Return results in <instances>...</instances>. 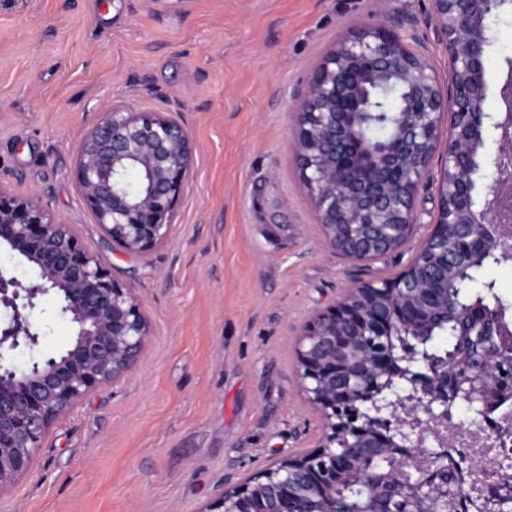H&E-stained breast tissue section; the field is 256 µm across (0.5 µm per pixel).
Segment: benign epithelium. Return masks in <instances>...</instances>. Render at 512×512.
Returning a JSON list of instances; mask_svg holds the SVG:
<instances>
[{"mask_svg":"<svg viewBox=\"0 0 512 512\" xmlns=\"http://www.w3.org/2000/svg\"><path fill=\"white\" fill-rule=\"evenodd\" d=\"M436 43L448 56V83L428 59L410 51L395 28L412 18L389 17L340 40L310 73L296 110L291 149L300 177L332 246L352 259L404 249L416 226L415 201L436 177L432 232L397 277L356 284L308 324L297 351L301 390L322 419L311 451L260 468L223 487L202 512H335L327 510L336 477L361 472L367 458L393 462L392 499L360 512H468L448 499L437 461L460 441L448 425V394H462L481 417L480 391L465 387V352L443 367L416 366L402 395L387 396L378 377L340 379L336 353L346 346L357 367L378 373L390 365L384 339L396 325L418 322L421 301L448 312L441 274L456 275L454 294L478 260L512 251V62L500 90V112L485 108V61L492 25L507 0H431ZM448 123V138L440 130ZM193 168L186 131L162 112L109 106L78 148L81 193L104 242L145 256L166 238ZM495 173L492 198L479 200L481 172ZM39 270L25 285L0 271L4 352L39 343L32 320L42 297L54 298L73 329L59 353L24 367L0 364V492L30 471L51 426L95 389L134 368L148 322L134 289L112 276L73 224L51 218L39 199L0 186V247ZM475 448H494L493 434L469 433ZM475 473L501 470L478 453ZM483 512H512V490L483 499Z\"/></svg>","mask_w":512,"mask_h":512,"instance_id":"1","label":"benign epithelium"}]
</instances>
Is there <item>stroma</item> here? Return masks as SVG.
<instances>
[{
  "instance_id": "stroma-1",
  "label": "stroma",
  "mask_w": 512,
  "mask_h": 512,
  "mask_svg": "<svg viewBox=\"0 0 512 512\" xmlns=\"http://www.w3.org/2000/svg\"><path fill=\"white\" fill-rule=\"evenodd\" d=\"M430 13V0H0V184L76 225L149 326L130 374L51 427L0 512H202L222 484L316 446L299 335L345 289L403 272L437 199L424 181L405 252L342 255L295 166L292 110L334 44L383 16L412 18L405 44L447 82ZM493 38L492 112L511 15ZM109 105L164 112L194 148L168 236L146 256L103 242L78 184V147ZM34 319L40 351L67 345L50 297Z\"/></svg>"
}]
</instances>
